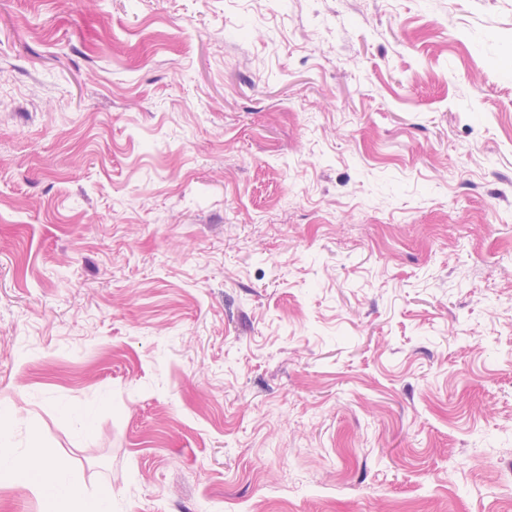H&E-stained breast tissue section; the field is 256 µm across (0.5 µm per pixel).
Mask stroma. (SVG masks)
<instances>
[{"instance_id": "obj_1", "label": "stroma", "mask_w": 512, "mask_h": 512, "mask_svg": "<svg viewBox=\"0 0 512 512\" xmlns=\"http://www.w3.org/2000/svg\"><path fill=\"white\" fill-rule=\"evenodd\" d=\"M1 405L112 512H512V0H0Z\"/></svg>"}]
</instances>
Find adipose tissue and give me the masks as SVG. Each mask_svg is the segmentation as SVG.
Returning <instances> with one entry per match:
<instances>
[{
  "instance_id": "ef3b65f1",
  "label": "adipose tissue",
  "mask_w": 512,
  "mask_h": 512,
  "mask_svg": "<svg viewBox=\"0 0 512 512\" xmlns=\"http://www.w3.org/2000/svg\"><path fill=\"white\" fill-rule=\"evenodd\" d=\"M0 480L26 485L46 512H112L111 490L88 492L72 479L66 463L41 448L21 457L0 451Z\"/></svg>"
}]
</instances>
